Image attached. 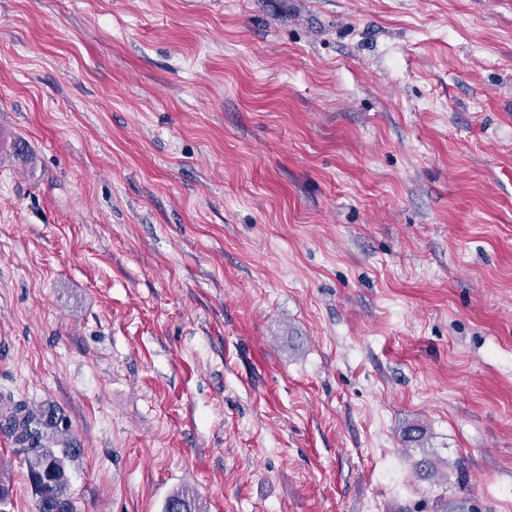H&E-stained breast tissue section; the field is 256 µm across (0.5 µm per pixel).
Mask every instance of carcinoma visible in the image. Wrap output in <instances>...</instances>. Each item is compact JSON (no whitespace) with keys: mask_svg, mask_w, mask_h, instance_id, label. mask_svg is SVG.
Returning a JSON list of instances; mask_svg holds the SVG:
<instances>
[{"mask_svg":"<svg viewBox=\"0 0 512 512\" xmlns=\"http://www.w3.org/2000/svg\"><path fill=\"white\" fill-rule=\"evenodd\" d=\"M0 427L28 450L29 478L38 496V512H76L70 494L69 464L77 457V449L58 447L59 438L69 432L66 417L27 411L10 397L0 395ZM442 465L447 462L428 455L413 461L415 471L429 480L438 476ZM164 512H204V507L192 489L181 487L169 494Z\"/></svg>","mask_w":512,"mask_h":512,"instance_id":"cac0c4a2","label":"carcinoma"}]
</instances>
